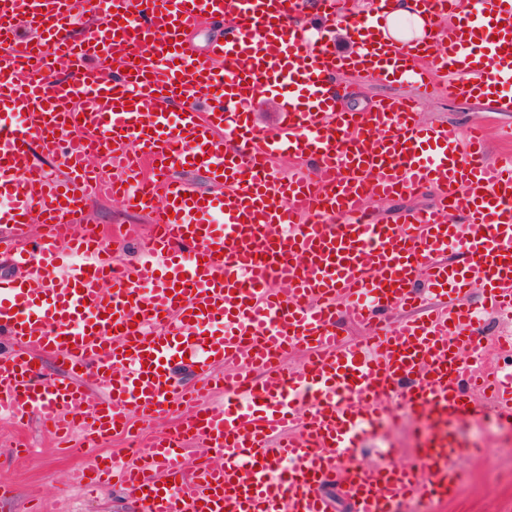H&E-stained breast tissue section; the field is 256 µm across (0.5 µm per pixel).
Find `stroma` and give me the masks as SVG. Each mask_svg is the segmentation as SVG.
I'll list each match as a JSON object with an SVG mask.
<instances>
[{
  "instance_id": "1",
  "label": "stroma",
  "mask_w": 512,
  "mask_h": 512,
  "mask_svg": "<svg viewBox=\"0 0 512 512\" xmlns=\"http://www.w3.org/2000/svg\"><path fill=\"white\" fill-rule=\"evenodd\" d=\"M347 94L342 101L346 109L361 112L376 100L386 97L411 96L412 87L405 84L361 82L355 74L342 77ZM420 118L427 123L441 124L457 134H465L474 125H488L493 133L512 128V112H493L486 100H459L439 93L422 106ZM86 212L93 224H149L148 215L126 210L120 203L96 196L86 200ZM458 436L485 454L478 462L461 461L465 472L458 495L435 512H512V472H499V464L512 455V448L502 440L490 438L482 424L474 421L457 424ZM14 433L29 447V454L17 457L13 448L0 444V482L12 489L0 496V512H30L33 503L42 501L56 505V512H137L136 504L124 490L114 485L101 487L94 497H74L66 484L72 471L80 465L78 458L50 447L42 427L30 421L25 428L14 431L0 422V433ZM427 434L422 418L410 417L406 408H399L384 434L366 440L359 455L360 463L370 466L389 460L400 465L415 461L421 439Z\"/></svg>"
}]
</instances>
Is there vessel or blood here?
Returning a JSON list of instances; mask_svg holds the SVG:
<instances>
[{
	"label": "vessel or blood",
	"instance_id": "obj_1",
	"mask_svg": "<svg viewBox=\"0 0 512 512\" xmlns=\"http://www.w3.org/2000/svg\"><path fill=\"white\" fill-rule=\"evenodd\" d=\"M0 0V234L14 263L41 270L0 288V415L37 416L84 457L87 488L118 480L140 512H328L321 493L338 474L355 512H404L406 499L452 495L456 464L478 450L449 433L481 418L477 397L512 423V372L480 371L484 315H512V155L490 161L487 133L459 140L422 123L419 102L438 89L512 111V0H420L423 23L451 25L440 47L379 38L392 0L357 12L316 0ZM221 18L227 36L193 57L182 29ZM37 30L21 42L19 25ZM355 56L336 50L337 25ZM409 83L413 100L365 112L338 108L344 69ZM274 94L285 125L248 124L246 103ZM139 145L129 153L128 140ZM69 165L50 179L33 147ZM297 164L281 175L275 157ZM198 159L218 192L190 188L176 168ZM112 161L123 175L103 173ZM149 211L133 263L86 223L81 191ZM434 188V205L398 224L367 216L373 199ZM46 228L30 242L32 222ZM479 293V306L466 305ZM365 340H340L338 300ZM409 317L387 324L399 309ZM308 355L299 370L289 349ZM64 369L43 379L36 355ZM188 357L197 384L174 380ZM101 395L87 409L85 385ZM223 391V404L206 394ZM437 425L413 465L365 467V437L394 401ZM186 411L177 431L133 449V465L96 448L136 423ZM214 458L186 466L187 440Z\"/></svg>",
	"mask_w": 512,
	"mask_h": 512
}]
</instances>
